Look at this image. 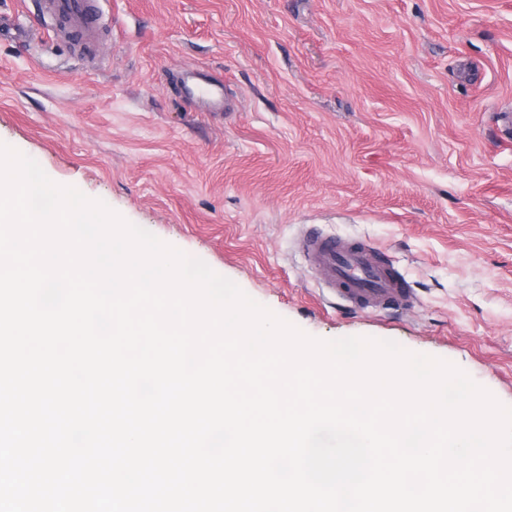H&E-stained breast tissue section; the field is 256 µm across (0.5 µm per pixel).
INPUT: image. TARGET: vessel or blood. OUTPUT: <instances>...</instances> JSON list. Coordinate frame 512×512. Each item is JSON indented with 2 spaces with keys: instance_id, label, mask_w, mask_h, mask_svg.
I'll list each match as a JSON object with an SVG mask.
<instances>
[{
  "instance_id": "obj_1",
  "label": "vessel or blood",
  "mask_w": 512,
  "mask_h": 512,
  "mask_svg": "<svg viewBox=\"0 0 512 512\" xmlns=\"http://www.w3.org/2000/svg\"><path fill=\"white\" fill-rule=\"evenodd\" d=\"M104 0H40V10L55 32L79 52H88L105 32ZM184 97L204 109L221 105L224 88L199 73L186 74ZM321 286L362 311L408 309L414 303L406 280L369 241L326 237L307 229L298 242Z\"/></svg>"
}]
</instances>
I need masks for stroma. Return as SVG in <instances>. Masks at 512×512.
<instances>
[{
  "instance_id": "obj_1",
  "label": "stroma",
  "mask_w": 512,
  "mask_h": 512,
  "mask_svg": "<svg viewBox=\"0 0 512 512\" xmlns=\"http://www.w3.org/2000/svg\"><path fill=\"white\" fill-rule=\"evenodd\" d=\"M89 65L0 0V143L308 335L391 340L512 406V0H106ZM228 107L181 96L187 70ZM363 238L415 305L329 304L296 241Z\"/></svg>"
}]
</instances>
